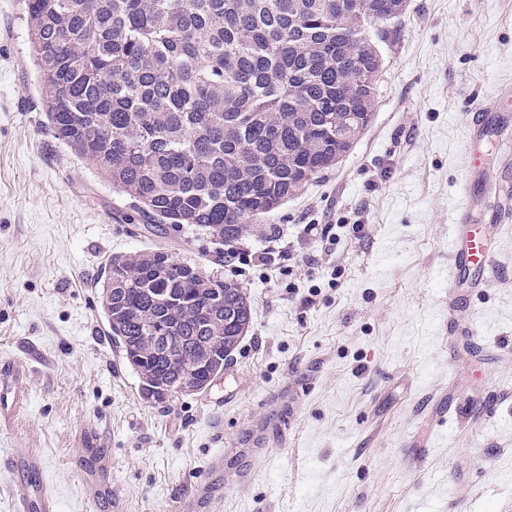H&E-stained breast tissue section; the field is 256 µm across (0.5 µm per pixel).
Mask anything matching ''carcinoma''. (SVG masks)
Wrapping results in <instances>:
<instances>
[{
    "mask_svg": "<svg viewBox=\"0 0 512 512\" xmlns=\"http://www.w3.org/2000/svg\"><path fill=\"white\" fill-rule=\"evenodd\" d=\"M54 137L150 228L233 246L371 122L403 0H24ZM107 334L164 402L209 388L244 339L243 289L160 248L102 276ZM172 356L147 350L150 326ZM209 361L189 373L185 366Z\"/></svg>",
    "mask_w": 512,
    "mask_h": 512,
    "instance_id": "obj_1",
    "label": "carcinoma"
}]
</instances>
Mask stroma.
<instances>
[{
    "instance_id": "stroma-1",
    "label": "stroma",
    "mask_w": 512,
    "mask_h": 512,
    "mask_svg": "<svg viewBox=\"0 0 512 512\" xmlns=\"http://www.w3.org/2000/svg\"><path fill=\"white\" fill-rule=\"evenodd\" d=\"M382 55L349 154L230 252L193 226L148 232L54 138L23 5L0 0V356L31 368L0 453L41 449L60 512H512V0H406ZM465 207L495 266L459 289ZM156 247L252 303L223 373L162 403L96 288L113 256ZM89 447L106 480L83 469Z\"/></svg>"
}]
</instances>
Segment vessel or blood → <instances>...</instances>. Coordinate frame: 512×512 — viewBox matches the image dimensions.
Here are the masks:
<instances>
[{"label": "vessel or blood", "mask_w": 512, "mask_h": 512, "mask_svg": "<svg viewBox=\"0 0 512 512\" xmlns=\"http://www.w3.org/2000/svg\"><path fill=\"white\" fill-rule=\"evenodd\" d=\"M449 278L461 274L484 276L494 262L487 249L481 229L468 223L465 216H458L454 226L451 245ZM15 380L4 390L0 389V432H8L17 417L25 399V379L27 368L21 364H11ZM0 467L7 470L25 472V481L14 485L12 490V512H59L56 494L46 476L44 458L39 449H30L27 456L10 454L0 458Z\"/></svg>", "instance_id": "1"}]
</instances>
